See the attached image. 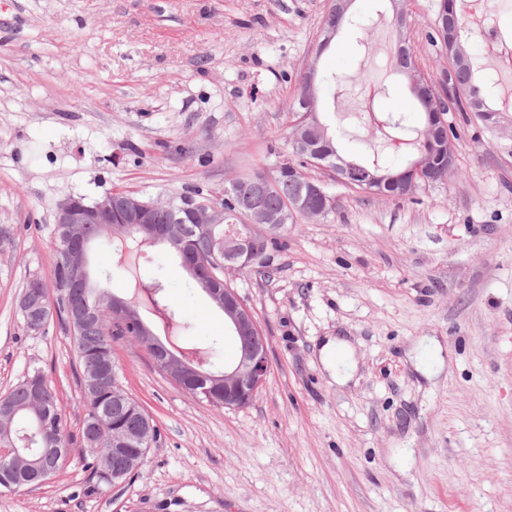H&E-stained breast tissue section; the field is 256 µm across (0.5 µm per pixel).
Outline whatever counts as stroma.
I'll return each instance as SVG.
<instances>
[{
	"mask_svg": "<svg viewBox=\"0 0 512 512\" xmlns=\"http://www.w3.org/2000/svg\"><path fill=\"white\" fill-rule=\"evenodd\" d=\"M437 0H405L423 72L448 57L428 38ZM328 0H0V395L40 366L77 437L82 392L57 320L28 330L30 277L51 281L54 216L72 196L125 188L151 199L224 191L281 147L310 61L335 77L320 103L343 153L375 157L383 109L418 120L406 79L386 76L388 0H354L326 48ZM370 33L369 48L357 43ZM391 81L390 98L367 99ZM448 120L456 169L406 198L333 180L327 214L289 225L269 267L233 286L267 338L270 373L247 406L212 408L174 385L138 344L115 343L125 389L160 437L138 477L84 490L81 448L42 486L0 492V512H512V113ZM391 167L406 152L377 155ZM107 243L91 276L120 296ZM143 270L232 363L223 314L165 248ZM349 342L354 377L326 368ZM336 351V363L333 360V353ZM342 352L345 354V359L339 361L337 354ZM323 357L327 365L333 371L337 382H344L352 376L354 370V362L352 359L351 350L347 342L336 338L335 340L328 341L322 349Z\"/></svg>",
	"mask_w": 512,
	"mask_h": 512,
	"instance_id": "obj_1",
	"label": "stroma"
}]
</instances>
